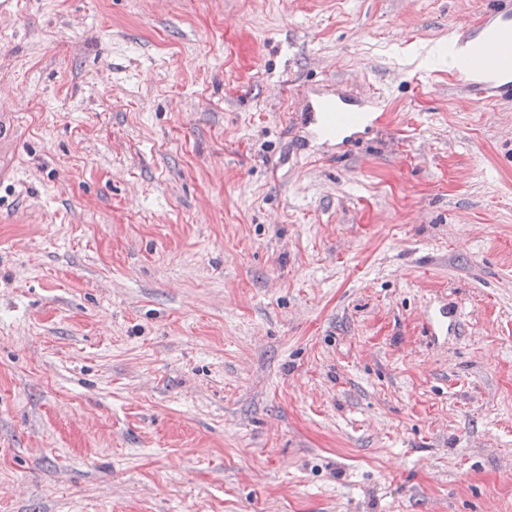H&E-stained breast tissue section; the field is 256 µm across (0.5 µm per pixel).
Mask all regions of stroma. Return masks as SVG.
<instances>
[{
    "mask_svg": "<svg viewBox=\"0 0 512 512\" xmlns=\"http://www.w3.org/2000/svg\"><path fill=\"white\" fill-rule=\"evenodd\" d=\"M485 4L0 15V512H512V103L443 53ZM332 89L381 102L346 149ZM368 110L362 111L350 97L324 98L311 103L307 116L308 131L315 134H321L326 120L330 119L336 123V129L339 137L358 129L375 124L380 118V105L374 98L368 101ZM350 136H344L347 138Z\"/></svg>",
    "mask_w": 512,
    "mask_h": 512,
    "instance_id": "stroma-1",
    "label": "stroma"
}]
</instances>
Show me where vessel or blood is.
I'll list each match as a JSON object with an SVG mask.
<instances>
[{
  "mask_svg": "<svg viewBox=\"0 0 512 512\" xmlns=\"http://www.w3.org/2000/svg\"><path fill=\"white\" fill-rule=\"evenodd\" d=\"M448 54L465 63L459 80L476 102L512 101V0H492L480 20L459 31L449 43ZM379 118L376 100H369L363 111L351 98H324L310 104L306 125L309 132L318 134L330 120L344 135L371 126Z\"/></svg>",
  "mask_w": 512,
  "mask_h": 512,
  "instance_id": "obj_1",
  "label": "vessel or blood"
}]
</instances>
